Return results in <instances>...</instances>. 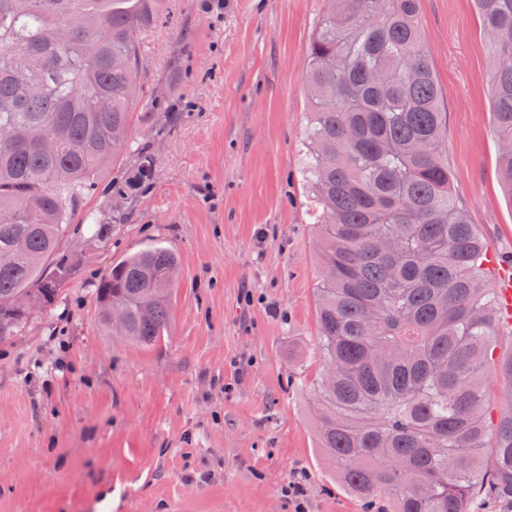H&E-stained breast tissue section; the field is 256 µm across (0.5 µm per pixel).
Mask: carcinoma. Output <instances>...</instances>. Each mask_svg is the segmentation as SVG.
<instances>
[{
    "mask_svg": "<svg viewBox=\"0 0 512 512\" xmlns=\"http://www.w3.org/2000/svg\"><path fill=\"white\" fill-rule=\"evenodd\" d=\"M486 36L497 173L512 196V0H476ZM420 0H328L310 43L303 175L322 275L317 447L362 502L394 512H512V401L494 431L487 373L499 314L487 246L453 192L446 91L422 44ZM160 0H0V343L52 309L81 200L125 151L140 39ZM176 252L151 244L98 284L122 336L167 332Z\"/></svg>",
    "mask_w": 512,
    "mask_h": 512,
    "instance_id": "obj_1",
    "label": "carcinoma"
}]
</instances>
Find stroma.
Masks as SVG:
<instances>
[{
    "instance_id": "obj_1",
    "label": "stroma",
    "mask_w": 512,
    "mask_h": 512,
    "mask_svg": "<svg viewBox=\"0 0 512 512\" xmlns=\"http://www.w3.org/2000/svg\"><path fill=\"white\" fill-rule=\"evenodd\" d=\"M326 0H166L141 36L130 146L74 219L61 301L0 345V512H364L316 446L317 231L302 168L305 66ZM470 223L512 250L490 64L472 0H421ZM157 160L139 179L141 148ZM159 244L179 257L168 332L112 335L94 290Z\"/></svg>"
}]
</instances>
